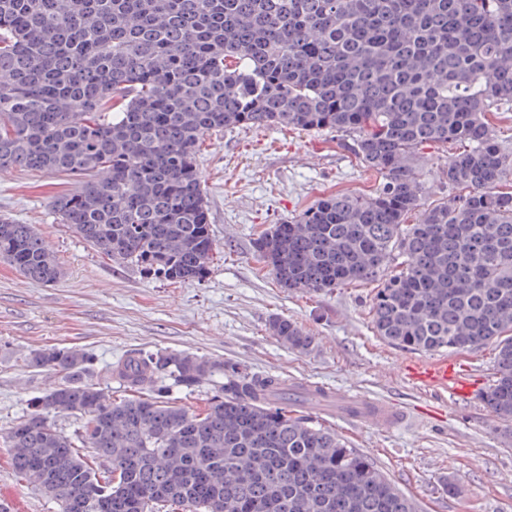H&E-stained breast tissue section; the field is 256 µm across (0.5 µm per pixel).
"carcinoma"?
<instances>
[{"instance_id": "obj_1", "label": "carcinoma", "mask_w": 512, "mask_h": 512, "mask_svg": "<svg viewBox=\"0 0 512 512\" xmlns=\"http://www.w3.org/2000/svg\"><path fill=\"white\" fill-rule=\"evenodd\" d=\"M512 109V0H0V171L77 176L60 223L112 261L202 280L214 251L200 146L226 128L334 130L379 175L254 240L280 287L377 283L370 323L408 350L495 345L482 395L512 424V153L489 114ZM448 156L422 204L421 150ZM417 214L414 224L407 223ZM0 260L61 275L32 224L0 217ZM269 330L304 351L309 336ZM62 383L0 443L58 512H417L330 428L288 413L282 382L181 352H137L94 379L93 357L37 349ZM210 404L171 398L214 376ZM74 415L72 434L56 418Z\"/></svg>"}]
</instances>
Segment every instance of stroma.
Wrapping results in <instances>:
<instances>
[{
    "label": "stroma",
    "mask_w": 512,
    "mask_h": 512,
    "mask_svg": "<svg viewBox=\"0 0 512 512\" xmlns=\"http://www.w3.org/2000/svg\"><path fill=\"white\" fill-rule=\"evenodd\" d=\"M444 149L427 148L417 169L426 203L449 198L441 170ZM215 243L202 281L162 282L90 247L52 211L51 196L74 189L75 178L0 172V215L34 225L61 266L42 285L0 262V430L22 417L31 397L57 385V374L28 367L35 348L90 353L97 374L134 350H176L224 361L253 373L296 380L288 389L294 414L331 428L370 457L419 512H512V443L480 398L408 383V349L370 326L371 285L328 294L281 288L256 256L261 231L289 220L334 193H370L377 175L339 133L282 127L231 128L208 137L198 158ZM296 322L312 338L305 351L268 330L272 318ZM385 398L411 412L410 423L383 431L354 425L335 406L316 411L305 383ZM0 446V488L26 501L29 512L56 506L20 479Z\"/></svg>",
    "instance_id": "35a3bbf8"
}]
</instances>
